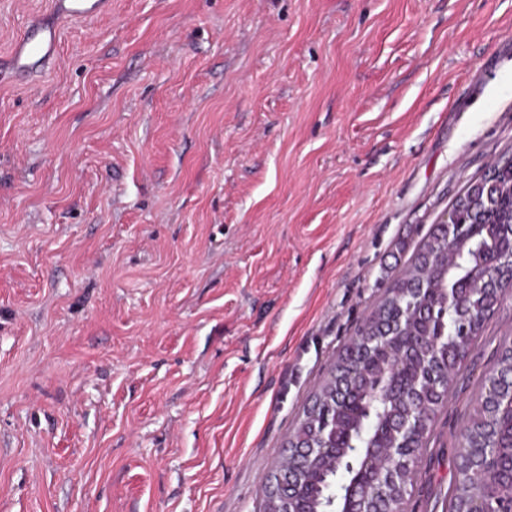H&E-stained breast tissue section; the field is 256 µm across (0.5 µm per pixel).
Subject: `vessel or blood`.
Returning a JSON list of instances; mask_svg holds the SVG:
<instances>
[{
    "label": "vessel or blood",
    "instance_id": "vessel-or-blood-1",
    "mask_svg": "<svg viewBox=\"0 0 512 512\" xmlns=\"http://www.w3.org/2000/svg\"><path fill=\"white\" fill-rule=\"evenodd\" d=\"M111 9V0H54L52 12L69 19L93 20ZM59 43L57 24L28 25L13 43L6 64L0 66V80L20 85L29 83L54 61Z\"/></svg>",
    "mask_w": 512,
    "mask_h": 512
}]
</instances>
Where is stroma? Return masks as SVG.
Segmentation results:
<instances>
[{
    "label": "stroma",
    "mask_w": 512,
    "mask_h": 512,
    "mask_svg": "<svg viewBox=\"0 0 512 512\" xmlns=\"http://www.w3.org/2000/svg\"><path fill=\"white\" fill-rule=\"evenodd\" d=\"M52 0H0V54ZM512 155V0H112L0 83V512H259L298 412ZM485 352L436 423L456 473Z\"/></svg>",
    "instance_id": "35a3bbf8"
}]
</instances>
